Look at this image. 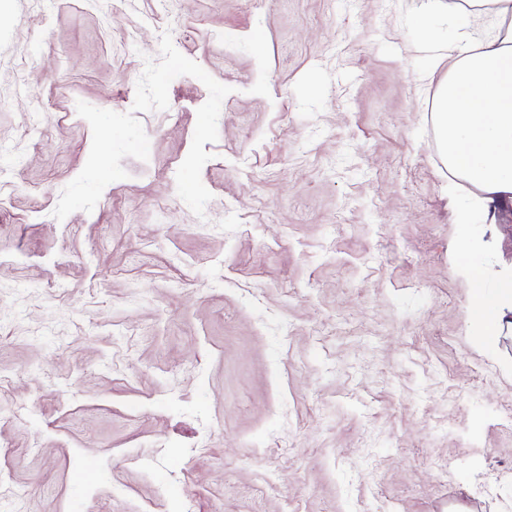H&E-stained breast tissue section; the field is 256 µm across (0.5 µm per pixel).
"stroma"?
<instances>
[{
    "mask_svg": "<svg viewBox=\"0 0 512 512\" xmlns=\"http://www.w3.org/2000/svg\"><path fill=\"white\" fill-rule=\"evenodd\" d=\"M462 0H7L0 11V512H512V332L451 267L512 271V204L455 222L434 123ZM175 78L92 212L57 220L83 101ZM453 266L470 284L467 316L476 336L490 341L504 330H509L512 321L507 319V314L512 313V272L497 277L496 301H489L485 296L478 259L469 247L462 246V242L456 248Z\"/></svg>",
    "mask_w": 512,
    "mask_h": 512,
    "instance_id": "obj_1",
    "label": "stroma"
}]
</instances>
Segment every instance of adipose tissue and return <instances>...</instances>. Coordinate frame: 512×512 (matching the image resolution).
I'll return each instance as SVG.
<instances>
[{
  "mask_svg": "<svg viewBox=\"0 0 512 512\" xmlns=\"http://www.w3.org/2000/svg\"><path fill=\"white\" fill-rule=\"evenodd\" d=\"M463 16L495 15L497 37L488 39L462 29L433 61L446 66L436 97L435 126L443 157L451 171L480 193L478 204L459 207L456 221L472 222L475 206L512 203V0H464ZM455 271L471 293L467 316L478 336L490 340L512 328V273L496 279L494 299H487L481 267L469 247L457 246Z\"/></svg>",
  "mask_w": 512,
  "mask_h": 512,
  "instance_id": "obj_1",
  "label": "adipose tissue"
}]
</instances>
